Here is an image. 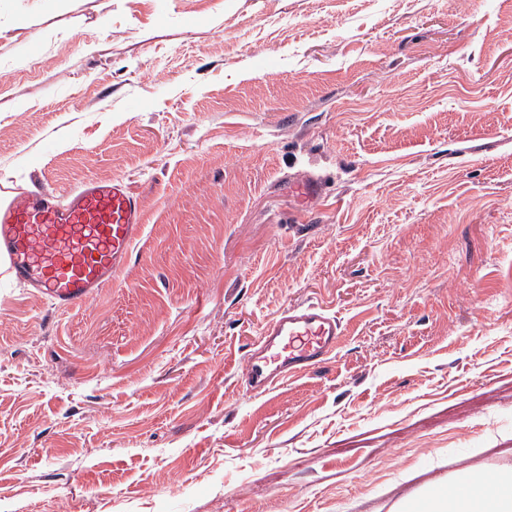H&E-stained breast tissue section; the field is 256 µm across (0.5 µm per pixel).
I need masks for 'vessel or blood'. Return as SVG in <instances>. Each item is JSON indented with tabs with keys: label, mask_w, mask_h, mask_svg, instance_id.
<instances>
[{
	"label": "vessel or blood",
	"mask_w": 512,
	"mask_h": 512,
	"mask_svg": "<svg viewBox=\"0 0 512 512\" xmlns=\"http://www.w3.org/2000/svg\"><path fill=\"white\" fill-rule=\"evenodd\" d=\"M143 230L140 201L120 179H90L61 198L23 192L0 204V261L14 281L67 310L111 285ZM341 335L322 306L282 310L246 355L248 387L262 394L322 364Z\"/></svg>",
	"instance_id": "vessel-or-blood-1"
}]
</instances>
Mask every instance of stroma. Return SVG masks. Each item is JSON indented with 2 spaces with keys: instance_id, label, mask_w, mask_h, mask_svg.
Segmentation results:
<instances>
[{
  "instance_id": "obj_1",
  "label": "stroma",
  "mask_w": 512,
  "mask_h": 512,
  "mask_svg": "<svg viewBox=\"0 0 512 512\" xmlns=\"http://www.w3.org/2000/svg\"><path fill=\"white\" fill-rule=\"evenodd\" d=\"M113 177L111 286L0 264V512H389L512 464V0H0V193ZM309 303L336 350L251 392ZM341 336L340 321L322 306H289L265 326L248 351L244 371L248 387L266 393L281 379L322 364Z\"/></svg>"
}]
</instances>
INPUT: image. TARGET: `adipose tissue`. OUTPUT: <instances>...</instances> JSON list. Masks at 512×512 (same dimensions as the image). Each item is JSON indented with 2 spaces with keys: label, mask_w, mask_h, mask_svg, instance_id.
<instances>
[{
  "label": "adipose tissue",
  "mask_w": 512,
  "mask_h": 512,
  "mask_svg": "<svg viewBox=\"0 0 512 512\" xmlns=\"http://www.w3.org/2000/svg\"><path fill=\"white\" fill-rule=\"evenodd\" d=\"M396 512H512V465L488 476L471 470L453 486L432 483L423 498H402Z\"/></svg>",
  "instance_id": "1"
}]
</instances>
